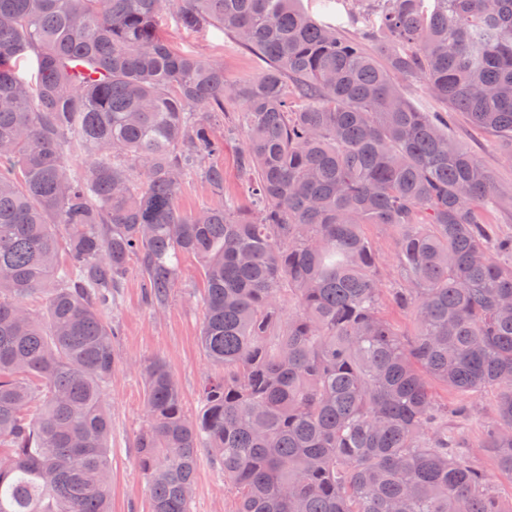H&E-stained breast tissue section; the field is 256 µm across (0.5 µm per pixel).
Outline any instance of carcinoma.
Returning <instances> with one entry per match:
<instances>
[{
	"label": "carcinoma",
	"mask_w": 512,
	"mask_h": 512,
	"mask_svg": "<svg viewBox=\"0 0 512 512\" xmlns=\"http://www.w3.org/2000/svg\"><path fill=\"white\" fill-rule=\"evenodd\" d=\"M361 2L379 24L353 40L297 0H0V512H112L99 308L132 265L162 307L183 255L215 372L189 417L163 361L140 370L152 512H190L199 448L233 512H505L448 431L467 408L432 382L496 392L480 447L512 478V236L489 230L492 175L397 80L512 143V0ZM167 9L268 68L231 79L180 52ZM233 104L255 207L182 212L192 176L224 193L214 120ZM369 225L394 236L409 337L382 312ZM404 94L421 110L425 112H447L445 104L439 99L429 95L422 79L410 82L401 81L399 84ZM449 112V111H448ZM447 112V114H448Z\"/></svg>",
	"instance_id": "obj_1"
}]
</instances>
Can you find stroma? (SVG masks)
<instances>
[{"label":"stroma","mask_w":512,"mask_h":512,"mask_svg":"<svg viewBox=\"0 0 512 512\" xmlns=\"http://www.w3.org/2000/svg\"><path fill=\"white\" fill-rule=\"evenodd\" d=\"M159 32L180 51L203 55L223 62L231 77L255 76L266 67L257 55L242 48L233 34L223 27L205 25L183 28L173 11L157 19ZM449 135L474 155L494 179L501 204L492 226L494 233L512 234V157L491 133L473 126L460 113L448 124ZM246 142L245 132H238L224 142V152L217 161L224 167V192L216 194L201 178H191L182 185L176 198L179 209L191 212L219 203L228 195L240 205H248L236 160ZM181 280L165 307L153 308L145 299L138 271H131L115 301L104 316L114 330L112 350L115 365L103 398L112 413V431L108 439L112 466V512H151L146 481L138 467V441L146 426L144 387L138 375L141 364L159 359L173 372L182 402L188 414L200 409L199 393L214 368L200 344L203 308L200 293L204 287L199 261L184 257L180 265ZM433 391L440 402L456 406L466 404L471 415L450 424L457 438L460 455L482 469L499 493L504 506L512 505V482L501 474L492 455L480 446L485 428L495 419V396L486 392L463 396L434 383ZM233 497L224 485V476L212 462L210 449L198 451L191 512H232Z\"/></svg>","instance_id":"35a3bbf8"}]
</instances>
